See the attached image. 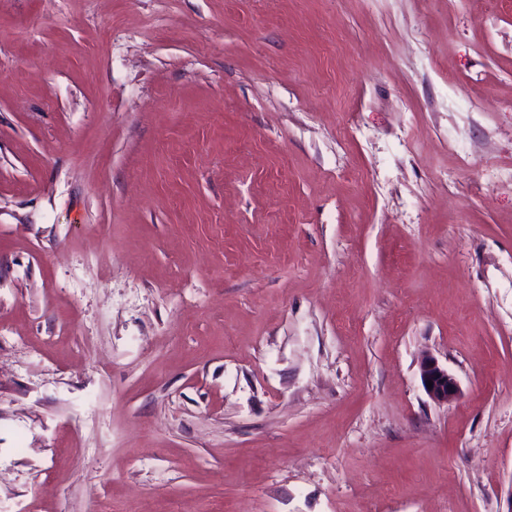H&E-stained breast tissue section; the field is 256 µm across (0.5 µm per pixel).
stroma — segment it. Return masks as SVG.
<instances>
[{
    "label": "stroma",
    "instance_id": "1",
    "mask_svg": "<svg viewBox=\"0 0 512 512\" xmlns=\"http://www.w3.org/2000/svg\"><path fill=\"white\" fill-rule=\"evenodd\" d=\"M500 168L512 0H0V512H512ZM419 369L422 385L430 398L437 402L448 403L458 396L459 385L456 378L434 357H423ZM428 380L433 382L431 389H428Z\"/></svg>",
    "mask_w": 512,
    "mask_h": 512
}]
</instances>
